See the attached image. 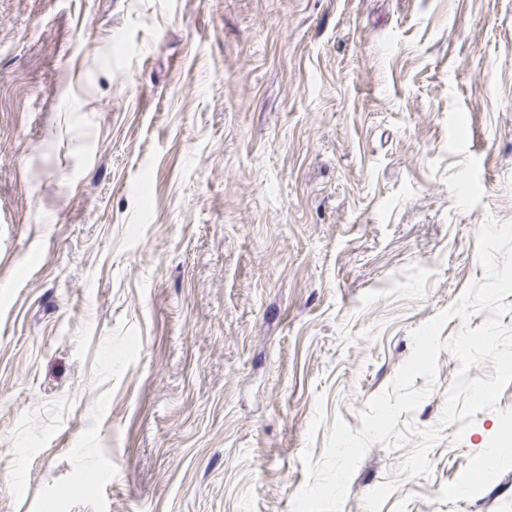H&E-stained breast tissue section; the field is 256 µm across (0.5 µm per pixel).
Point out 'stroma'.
Wrapping results in <instances>:
<instances>
[{"label":"stroma","instance_id":"stroma-1","mask_svg":"<svg viewBox=\"0 0 512 512\" xmlns=\"http://www.w3.org/2000/svg\"><path fill=\"white\" fill-rule=\"evenodd\" d=\"M512 222V0H0V512H291ZM459 362L415 413L436 425ZM512 409L373 444L441 500Z\"/></svg>","mask_w":512,"mask_h":512}]
</instances>
